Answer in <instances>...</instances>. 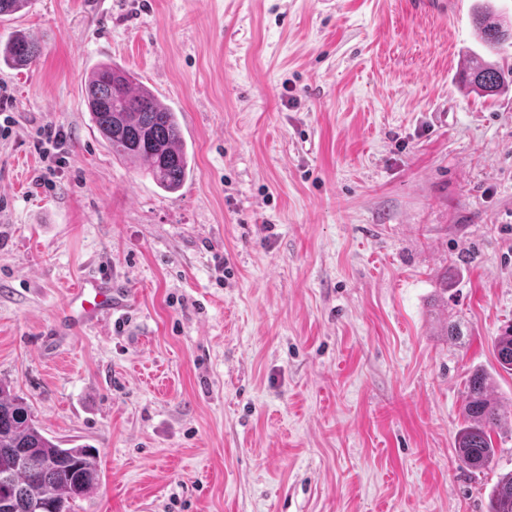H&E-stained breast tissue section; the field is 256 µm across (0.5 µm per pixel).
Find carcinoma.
<instances>
[{
    "instance_id": "cac0c4a2",
    "label": "carcinoma",
    "mask_w": 512,
    "mask_h": 512,
    "mask_svg": "<svg viewBox=\"0 0 512 512\" xmlns=\"http://www.w3.org/2000/svg\"><path fill=\"white\" fill-rule=\"evenodd\" d=\"M473 24L485 50L494 53L512 40V24L483 3L474 9ZM39 56L37 44L23 33L0 45V62L18 69ZM466 81L482 93L495 94L512 82V66L472 56L465 64ZM85 103L101 138L122 160L137 162L167 192L179 190L192 171V158L182 138L176 112L133 75L110 63H100L85 82ZM501 370L512 374V325L493 341ZM464 426L456 435V453L468 469L481 471L493 461L492 435L507 420L494 397L489 377L477 371L467 380ZM101 483L92 449L62 448L36 425L30 405L0 382V512H74L77 501ZM489 512H512V473L490 491Z\"/></svg>"
}]
</instances>
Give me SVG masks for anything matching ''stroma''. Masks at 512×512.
<instances>
[{
  "instance_id": "stroma-1",
  "label": "stroma",
  "mask_w": 512,
  "mask_h": 512,
  "mask_svg": "<svg viewBox=\"0 0 512 512\" xmlns=\"http://www.w3.org/2000/svg\"><path fill=\"white\" fill-rule=\"evenodd\" d=\"M414 0H30L0 68V380L98 451L75 512H489L512 422L457 460L476 369L512 409V89L462 83L472 10ZM113 62L179 114L174 193L84 101ZM66 137L48 170L40 131ZM88 274L130 290L70 329ZM453 282L442 292L441 281ZM461 335L449 339L448 323ZM38 56L37 44L23 33H15L3 46L0 44V62L15 69L31 65ZM494 353L501 370L512 374V325L506 326L493 341Z\"/></svg>"
}]
</instances>
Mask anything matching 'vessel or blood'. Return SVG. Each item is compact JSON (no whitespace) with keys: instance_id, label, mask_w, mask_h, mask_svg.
Returning <instances> with one entry per match:
<instances>
[{"instance_id":"vessel-or-blood-1","label":"vessel or blood","mask_w":512,"mask_h":512,"mask_svg":"<svg viewBox=\"0 0 512 512\" xmlns=\"http://www.w3.org/2000/svg\"><path fill=\"white\" fill-rule=\"evenodd\" d=\"M127 297V289L113 287L111 280L89 275L72 288L60 319L75 329L105 321L111 318L113 310L126 302Z\"/></svg>"}]
</instances>
